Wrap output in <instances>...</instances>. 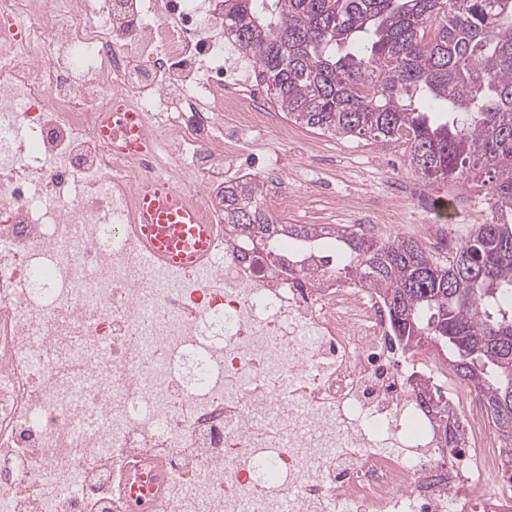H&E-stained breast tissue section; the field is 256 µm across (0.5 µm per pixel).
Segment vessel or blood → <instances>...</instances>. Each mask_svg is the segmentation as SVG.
Listing matches in <instances>:
<instances>
[{"label":"vessel or blood","mask_w":512,"mask_h":512,"mask_svg":"<svg viewBox=\"0 0 512 512\" xmlns=\"http://www.w3.org/2000/svg\"><path fill=\"white\" fill-rule=\"evenodd\" d=\"M142 209L149 224L150 249L155 255L177 266L197 264L207 257L209 229L197 223L193 210L182 205L178 192L145 195Z\"/></svg>","instance_id":"b4317fda"}]
</instances>
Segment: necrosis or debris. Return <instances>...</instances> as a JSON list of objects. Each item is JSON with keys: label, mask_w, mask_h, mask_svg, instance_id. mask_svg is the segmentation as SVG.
I'll use <instances>...</instances> for the list:
<instances>
[{"label": "necrosis or debris", "mask_w": 512, "mask_h": 512, "mask_svg": "<svg viewBox=\"0 0 512 512\" xmlns=\"http://www.w3.org/2000/svg\"><path fill=\"white\" fill-rule=\"evenodd\" d=\"M224 51V0H0V512H512L477 391L321 252L226 232L224 159L272 114ZM162 186L205 263L150 255ZM414 373L448 391L458 465Z\"/></svg>", "instance_id": "necrosis-or-debris-1"}]
</instances>
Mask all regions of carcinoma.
Wrapping results in <instances>:
<instances>
[{"instance_id":"cac0c4a2","label":"carcinoma","mask_w":512,"mask_h":512,"mask_svg":"<svg viewBox=\"0 0 512 512\" xmlns=\"http://www.w3.org/2000/svg\"><path fill=\"white\" fill-rule=\"evenodd\" d=\"M224 32L293 122L402 140L435 181L491 175V218L445 253L358 224H284L256 179L225 183L224 223L263 248L335 251L336 276L376 291L406 350L441 352L481 394L511 481L512 0H224ZM416 388L445 447H462L445 393Z\"/></svg>"}]
</instances>
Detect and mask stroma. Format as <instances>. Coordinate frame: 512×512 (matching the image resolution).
<instances>
[{
  "instance_id": "obj_1",
  "label": "stroma",
  "mask_w": 512,
  "mask_h": 512,
  "mask_svg": "<svg viewBox=\"0 0 512 512\" xmlns=\"http://www.w3.org/2000/svg\"><path fill=\"white\" fill-rule=\"evenodd\" d=\"M293 138L280 143L275 132L243 134L237 147L239 166L226 167L225 179L245 174L283 172L288 190L298 196L296 208L283 214L291 224H352L351 200L372 205L365 220L367 232L418 236L437 223L429 203L467 196L464 211H452L455 240H463L472 225L491 216L490 185L474 180L463 184L431 183L409 166L403 145L372 140L360 142L321 135L293 125Z\"/></svg>"
}]
</instances>
